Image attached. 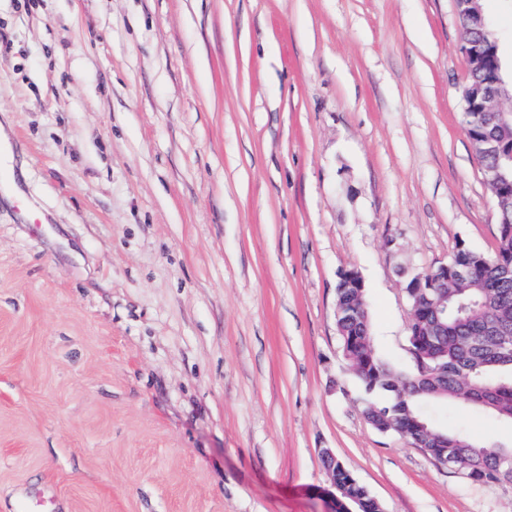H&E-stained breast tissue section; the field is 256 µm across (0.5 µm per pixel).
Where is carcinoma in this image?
<instances>
[{"label":"carcinoma","mask_w":512,"mask_h":512,"mask_svg":"<svg viewBox=\"0 0 512 512\" xmlns=\"http://www.w3.org/2000/svg\"><path fill=\"white\" fill-rule=\"evenodd\" d=\"M499 207L498 246L490 254L463 244L448 260V320L446 333L427 331L413 337L418 349L413 370L404 374L386 363L372 346L371 321L364 291L346 279L336 283V301L355 317L340 315L336 328L343 352L365 395L362 413L432 459L448 458L454 473L473 484L512 482L501 460L511 449L480 444L463 430L448 435V447L417 431V423L435 425L431 405L459 403L512 421V359L498 354L512 350V195L494 192ZM336 482L345 499L357 500L359 512H381L382 505L341 463Z\"/></svg>","instance_id":"carcinoma-1"}]
</instances>
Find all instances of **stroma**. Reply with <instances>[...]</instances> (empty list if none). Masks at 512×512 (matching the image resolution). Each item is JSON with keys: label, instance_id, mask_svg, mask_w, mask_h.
<instances>
[{"label": "stroma", "instance_id": "35a3bbf8", "mask_svg": "<svg viewBox=\"0 0 512 512\" xmlns=\"http://www.w3.org/2000/svg\"><path fill=\"white\" fill-rule=\"evenodd\" d=\"M455 0H0V512H512L378 432L336 333L362 276L411 370L405 282L493 252ZM512 448V422L442 407ZM322 459L325 466L326 471L328 472L331 484L335 491L339 494L335 496V500H339L340 507L342 508V512H381L382 505L371 496L367 490L358 483V481L353 477V475L346 470L337 459L336 454L333 449L325 448L322 449ZM339 483L342 488L336 484ZM344 491L345 497L344 499L350 500L351 498H355L357 500L358 508L354 503H344L340 499V494ZM354 509L352 510L351 507ZM359 509V510H358Z\"/></svg>", "mask_w": 512, "mask_h": 512}]
</instances>
